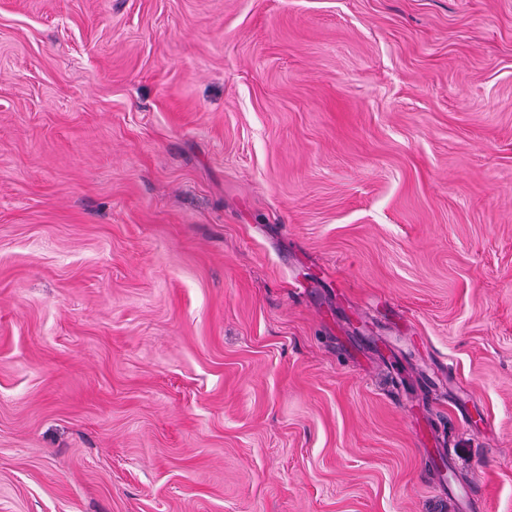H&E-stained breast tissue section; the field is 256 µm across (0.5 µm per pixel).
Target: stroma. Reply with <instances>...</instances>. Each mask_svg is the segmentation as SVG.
I'll return each mask as SVG.
<instances>
[{"label":"stroma","mask_w":512,"mask_h":512,"mask_svg":"<svg viewBox=\"0 0 512 512\" xmlns=\"http://www.w3.org/2000/svg\"><path fill=\"white\" fill-rule=\"evenodd\" d=\"M452 482L512 512V0H0V512Z\"/></svg>","instance_id":"obj_1"}]
</instances>
